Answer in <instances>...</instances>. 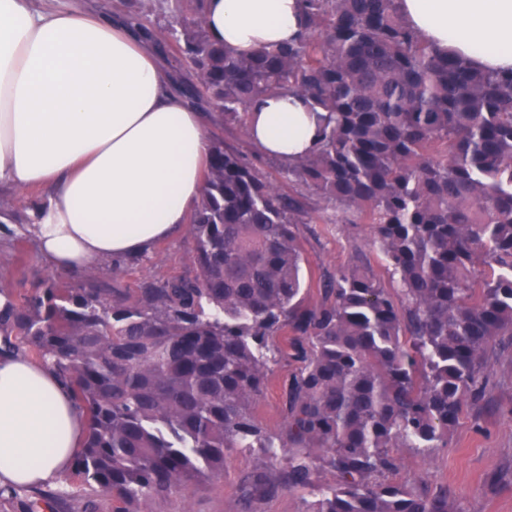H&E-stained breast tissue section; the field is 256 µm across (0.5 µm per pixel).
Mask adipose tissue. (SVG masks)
Wrapping results in <instances>:
<instances>
[{
  "label": "adipose tissue",
  "mask_w": 512,
  "mask_h": 512,
  "mask_svg": "<svg viewBox=\"0 0 512 512\" xmlns=\"http://www.w3.org/2000/svg\"><path fill=\"white\" fill-rule=\"evenodd\" d=\"M438 52L512 70V0H400ZM210 35L241 54L289 41L300 0H206ZM300 96L254 103L247 137L284 163L315 143ZM205 115L123 18L0 0V189H45L24 231L55 273L133 256L183 229L204 193ZM84 418L42 363L0 354V485L50 482L73 463Z\"/></svg>",
  "instance_id": "adipose-tissue-1"
}]
</instances>
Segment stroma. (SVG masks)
<instances>
[{
	"instance_id": "obj_1",
	"label": "stroma",
	"mask_w": 512,
	"mask_h": 512,
	"mask_svg": "<svg viewBox=\"0 0 512 512\" xmlns=\"http://www.w3.org/2000/svg\"><path fill=\"white\" fill-rule=\"evenodd\" d=\"M314 217L298 227L299 239L308 260L304 274L320 280L359 264L369 265L382 285L396 291L381 257L372 245V228L367 224H327L324 216L333 210L316 196L305 198ZM193 238L181 231L157 242L135 257L102 258L92 272L104 288L127 290L148 277L168 279L185 275L193 268ZM33 239L14 230L0 237V289L32 288L50 275ZM278 352L272 364L270 385L255 406L258 421L269 432L283 423L279 387L295 370L292 351L284 339H277ZM490 387L487 395L470 399L443 448L423 453L414 448L396 449L398 469L395 481L447 488L451 499L465 512H512V344L497 347L490 358ZM260 465L254 453L235 452L224 462V479L199 481L188 493L154 500L148 512H305L308 491L296 489L267 497L246 509L244 483Z\"/></svg>"
}]
</instances>
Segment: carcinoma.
I'll return each instance as SVG.
<instances>
[{
    "instance_id": "cac0c4a2",
    "label": "carcinoma",
    "mask_w": 512,
    "mask_h": 512,
    "mask_svg": "<svg viewBox=\"0 0 512 512\" xmlns=\"http://www.w3.org/2000/svg\"><path fill=\"white\" fill-rule=\"evenodd\" d=\"M121 2L143 27L178 17L153 35L193 72L184 92L215 131L189 218L193 275L124 293L49 276L0 302L3 347L26 344L85 417L70 475L107 491L112 512H144L223 480L240 450L264 460L248 504L305 488L306 512H463L441 486L388 477L393 449L448 445L464 403L486 394L489 353L512 340V72L438 53L398 0H302L304 33L249 56L212 39L206 0ZM284 93L325 112L312 151L281 164L288 184L372 225L405 306L365 264L306 280L301 198L224 145L223 127ZM282 333L299 366L272 435L254 406ZM321 470L335 482L319 485Z\"/></svg>"
}]
</instances>
